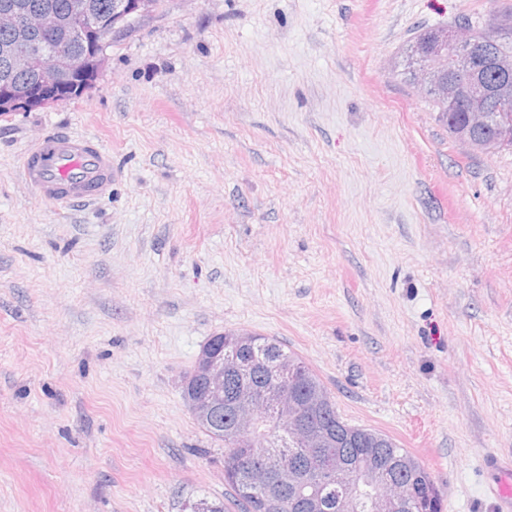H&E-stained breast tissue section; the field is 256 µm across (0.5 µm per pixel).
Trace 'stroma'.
Returning <instances> with one entry per match:
<instances>
[{"label": "stroma", "mask_w": 512, "mask_h": 512, "mask_svg": "<svg viewBox=\"0 0 512 512\" xmlns=\"http://www.w3.org/2000/svg\"><path fill=\"white\" fill-rule=\"evenodd\" d=\"M502 0H161L80 98L0 116V512L230 500L182 397L211 336L300 357L350 425L498 512L512 462V150L456 143L401 70ZM69 132L90 204L22 178ZM22 175L44 199L89 203L112 185V153L95 138L53 134L29 149ZM491 466L497 471L506 470L500 475V481L490 489V492L507 510H510L512 509V465H502L492 461Z\"/></svg>", "instance_id": "1"}]
</instances>
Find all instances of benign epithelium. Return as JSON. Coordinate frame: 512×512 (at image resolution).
<instances>
[{
    "mask_svg": "<svg viewBox=\"0 0 512 512\" xmlns=\"http://www.w3.org/2000/svg\"><path fill=\"white\" fill-rule=\"evenodd\" d=\"M151 0H126L112 10V16L94 21L90 26L94 52L74 53L64 43L49 47L51 59L44 58L29 40L37 31L45 36L60 32L61 16L53 10L20 13L5 9L0 12V29L13 33L15 42L4 49L12 71L18 75H34V82L26 86H5L0 89V105L44 106L52 102L47 97L66 74H77L88 68L101 70L107 61L106 44L115 33L124 28L135 14L151 10ZM429 49H418L424 73V84L431 83L427 70L430 60L442 53L448 54V78L436 83L437 92L448 99V111L465 105L463 120L448 123L451 138L477 152L495 153L512 149V58L490 54L486 43L478 39L468 24L446 28L432 36ZM502 74L491 81L487 72ZM253 344L248 333L228 338L220 334L202 347L196 364L185 377L184 384L192 391L188 405L201 421L208 422L229 407L233 414V430L239 435L240 447L247 449L241 461H257L270 455L271 449L256 445L258 434L278 428L270 409L288 420L285 447L342 448L349 437L335 432L334 425L323 419L325 398L313 392L299 398L289 392L288 365L279 363L262 384L253 383L252 367L231 355L228 348ZM236 377L239 388L224 396V371ZM352 466L342 454L336 455V465L304 473L286 463L275 469L250 471L249 487L270 489L269 506L273 512H315L319 508L321 487L331 485L341 493V512H357L360 496L371 495L373 512H407L410 502L397 491L378 495L373 492L370 476L359 471L356 489L347 486Z\"/></svg>",
    "mask_w": 512,
    "mask_h": 512,
    "instance_id": "benign-epithelium-1",
    "label": "benign epithelium"
}]
</instances>
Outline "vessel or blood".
<instances>
[{"label": "vessel or blood", "mask_w": 512, "mask_h": 512, "mask_svg": "<svg viewBox=\"0 0 512 512\" xmlns=\"http://www.w3.org/2000/svg\"><path fill=\"white\" fill-rule=\"evenodd\" d=\"M22 175L44 199L89 203L112 184V154L97 139L53 134L29 149Z\"/></svg>", "instance_id": "obj_1"}]
</instances>
